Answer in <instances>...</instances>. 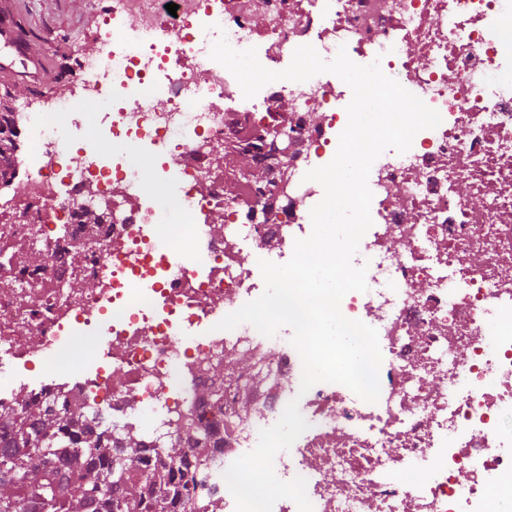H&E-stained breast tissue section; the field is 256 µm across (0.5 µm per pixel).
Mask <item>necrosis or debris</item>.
<instances>
[{
    "mask_svg": "<svg viewBox=\"0 0 512 512\" xmlns=\"http://www.w3.org/2000/svg\"><path fill=\"white\" fill-rule=\"evenodd\" d=\"M124 3L95 0L98 50L74 53L77 94L14 115L21 148L0 191V368L25 374L48 352L31 393L104 397L113 422L140 421L138 455L151 460L160 429L212 419L197 399L202 365L248 351L266 383L225 381L224 445L202 474L220 512H235L224 472L293 400L309 427L274 470L305 479L314 512H491L490 490L512 488V0H140L134 39ZM221 35L274 71L307 44L327 61L340 48L380 61L442 117L369 174L373 224L353 259L368 290L340 309L378 332L377 403L335 383L301 391L283 334L217 327L262 293L242 243L278 261L288 238L310 235L324 190L304 175L334 158L349 92L316 76L242 99L209 56ZM153 84L163 104L144 97ZM278 126L298 140L287 193L266 160L261 188H227L215 150ZM77 133L117 149L72 153ZM214 211L223 228L195 223ZM91 212L102 217L92 234ZM185 249L204 252V269L172 274ZM21 252L40 265L20 267Z\"/></svg>",
    "mask_w": 512,
    "mask_h": 512,
    "instance_id": "necrosis-or-debris-1",
    "label": "necrosis or debris"
}]
</instances>
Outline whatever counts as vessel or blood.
<instances>
[{
  "mask_svg": "<svg viewBox=\"0 0 512 512\" xmlns=\"http://www.w3.org/2000/svg\"><path fill=\"white\" fill-rule=\"evenodd\" d=\"M0 42L8 44L15 56H0V76L35 88L45 83L49 76L47 58L32 54L28 39L13 22V9L10 5L0 6Z\"/></svg>",
  "mask_w": 512,
  "mask_h": 512,
  "instance_id": "b4317fda",
  "label": "vessel or blood"
}]
</instances>
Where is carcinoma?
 <instances>
[{
    "label": "carcinoma",
    "instance_id": "obj_1",
    "mask_svg": "<svg viewBox=\"0 0 512 512\" xmlns=\"http://www.w3.org/2000/svg\"><path fill=\"white\" fill-rule=\"evenodd\" d=\"M9 105L0 106V180L13 169L14 131ZM237 377L256 381L255 359L239 353ZM211 386L206 398L224 405V375L205 367ZM19 412L0 414V428L9 440L0 446V512H220L219 501L202 495L199 468L215 447L209 431L192 424L142 469L134 451L141 447L134 426L112 443L107 432L88 424L87 404L65 401L61 407L42 404L29 393L19 395Z\"/></svg>",
    "mask_w": 512,
    "mask_h": 512
}]
</instances>
